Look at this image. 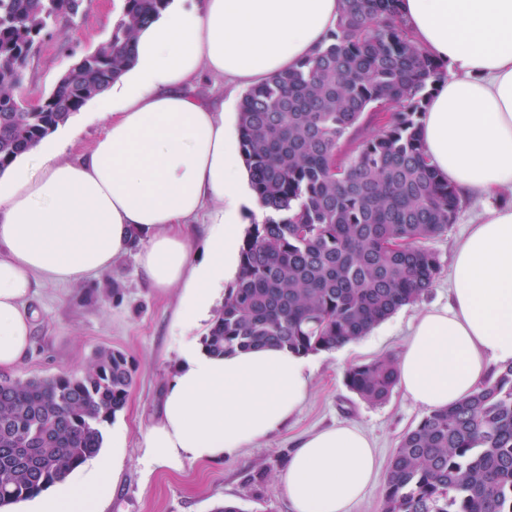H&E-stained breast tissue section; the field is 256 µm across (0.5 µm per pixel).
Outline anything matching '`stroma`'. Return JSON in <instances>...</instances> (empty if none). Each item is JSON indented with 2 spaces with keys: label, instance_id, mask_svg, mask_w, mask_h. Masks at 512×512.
<instances>
[{
  "label": "stroma",
  "instance_id": "35a3bbf8",
  "mask_svg": "<svg viewBox=\"0 0 512 512\" xmlns=\"http://www.w3.org/2000/svg\"><path fill=\"white\" fill-rule=\"evenodd\" d=\"M121 8L120 0H91L86 13L61 19L44 34L24 72L21 94L36 98L52 91L73 64L110 36ZM482 207V201L464 200L455 223L431 241L440 271L428 294L377 327L373 341L359 340L313 354L312 389L300 412L237 457L171 467L154 461L144 448L142 434L154 422L180 361L176 343L180 292L156 295L134 253L83 284L38 285L31 300L38 313L35 350L14 375L21 379L78 375L100 347L126 353L135 369L134 383L123 410L110 422L124 431L125 446L102 512H212L227 501L241 512H290L275 476L304 435L339 423L357 424L372 439L384 471L402 436L424 417V410L397 388L385 403H366L346 387L344 371L356 363L398 356L419 310L447 302L453 244L469 230ZM112 286L119 288V298L103 297V289Z\"/></svg>",
  "mask_w": 512,
  "mask_h": 512
}]
</instances>
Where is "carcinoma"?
<instances>
[{
	"mask_svg": "<svg viewBox=\"0 0 512 512\" xmlns=\"http://www.w3.org/2000/svg\"><path fill=\"white\" fill-rule=\"evenodd\" d=\"M398 0H342L311 57L248 88L237 129L250 185L271 210L241 247L205 352L269 345L309 355L358 340L423 297L440 269L429 242L462 200L429 163L420 118L445 65L408 37ZM169 0H124L110 37L68 70L40 112L16 94L34 45L89 0H0V170L39 143L133 62L130 41ZM356 142L341 159V145ZM133 383L127 355L96 350L80 376L0 378V507L30 498L97 455L102 425ZM370 404L396 386L382 357L345 372ZM380 512H512V363L468 399L401 438Z\"/></svg>",
	"mask_w": 512,
	"mask_h": 512,
	"instance_id": "cac0c4a2",
	"label": "carcinoma"
}]
</instances>
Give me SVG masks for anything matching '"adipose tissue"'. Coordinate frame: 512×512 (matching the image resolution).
<instances>
[{"label": "adipose tissue", "mask_w": 512, "mask_h": 512, "mask_svg": "<svg viewBox=\"0 0 512 512\" xmlns=\"http://www.w3.org/2000/svg\"><path fill=\"white\" fill-rule=\"evenodd\" d=\"M340 0H174L140 29L135 63L96 98L105 120L93 148L61 159L36 145L0 172V371L34 349L29 301L42 283H84L127 252L158 293L182 291L181 362L143 444L172 467L254 446L291 419L311 390V360L259 347L215 357L187 328L210 320L239 272L241 227L265 208L241 174L237 137L201 74L250 87L316 53ZM410 38L445 62L422 118L436 170L464 198L489 205L453 250L450 302L417 313L396 359L397 385L417 406L467 399L493 366L512 362V0H400ZM213 203L208 256L194 262L184 228ZM108 458L24 506L101 512ZM378 475L358 427L303 438L276 475L292 512H352Z\"/></svg>", "instance_id": "1"}]
</instances>
